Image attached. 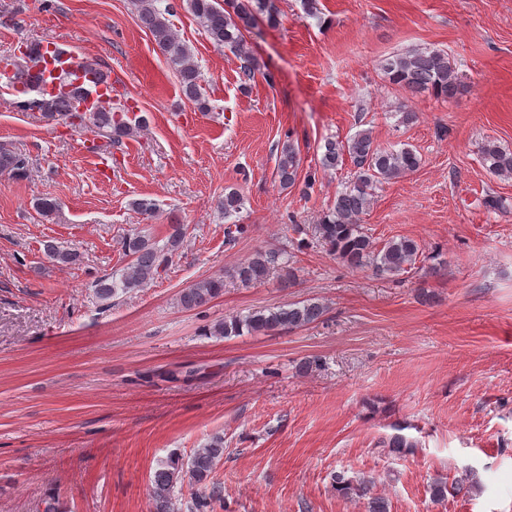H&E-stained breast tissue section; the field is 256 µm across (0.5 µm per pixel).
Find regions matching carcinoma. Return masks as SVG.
Listing matches in <instances>:
<instances>
[{
	"label": "carcinoma",
	"instance_id": "obj_1",
	"mask_svg": "<svg viewBox=\"0 0 512 512\" xmlns=\"http://www.w3.org/2000/svg\"><path fill=\"white\" fill-rule=\"evenodd\" d=\"M187 8L199 21L208 38L217 47L236 51L242 59L239 77L243 91L251 88L256 76L265 80L271 76L261 71L257 60L243 52V31L262 19L275 27L281 22V13L275 0H186ZM142 25L152 34L155 44L176 67L182 92L197 108L209 110L206 91L201 76L188 47L173 32L168 16L172 6L165 0H132ZM40 42L26 46L24 57L27 66H17L9 85L25 87L27 99L20 102L26 110L37 111L49 120L69 126L84 125L95 130L114 144L132 136L135 126L127 119L130 107H116L113 102L97 104L80 115L77 106L82 90L75 89L77 97L53 96L45 88L46 80L33 72V67L43 58ZM387 74L393 82L407 91L418 94L431 91L438 96H454L460 85L461 75L448 58V54L435 49H420L397 53L387 59ZM350 160L354 169V180L338 192L333 204L312 226L313 237L326 246L350 268L369 267L379 276H395L416 263L420 245L408 237L392 239L382 247L375 246L372 238L359 224L360 217L374 201L375 189L391 180L416 170L420 159L409 147L387 150L374 141L368 130L357 132L346 142L328 140L324 145L321 165L325 170H335L344 160ZM482 165L498 177H512V152L502 149L493 141L486 142L480 152ZM300 158L291 141L283 143L276 160V172L280 186L284 189L299 181ZM0 172L9 174L16 181H23L29 174V159L8 146H0ZM218 207L224 217L230 218L241 212L244 195L238 189L224 192ZM185 228L178 220L170 221L169 231L163 245L144 236H129L122 241V250L130 258L119 272L106 274L92 285L96 300L101 305L112 306L113 299L162 277L167 272L173 255L183 247ZM45 255L60 266H75L81 256L75 251H63L54 244H44ZM279 273L285 282L295 280V268L284 253L278 250H260L235 271L239 282L245 286L260 284L271 271ZM224 291V279L213 277L201 280L184 289L179 296L180 305L194 310L208 304ZM325 312V306L312 300L291 303L278 309H261L245 315L232 316L213 326L210 335L220 338L255 334L276 329H295L317 321ZM224 459V435L215 433L202 447L196 449L188 459L172 455L161 461L152 478L151 497L156 512H173L172 497L175 486L188 475L200 490L190 497V512H213L215 502L222 499V487L211 481V475ZM370 481L352 480L339 473L336 489L346 494L365 497L369 493Z\"/></svg>",
	"mask_w": 512,
	"mask_h": 512
}]
</instances>
